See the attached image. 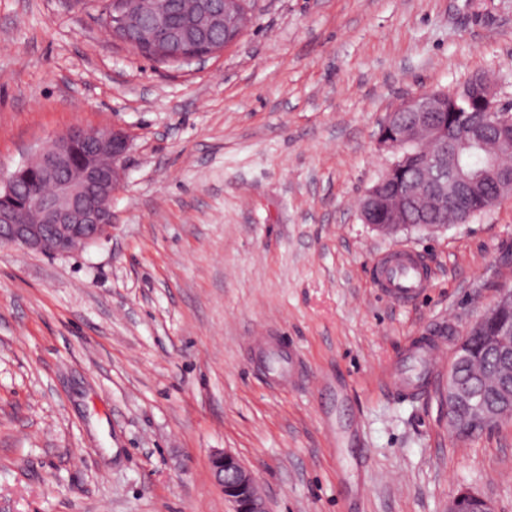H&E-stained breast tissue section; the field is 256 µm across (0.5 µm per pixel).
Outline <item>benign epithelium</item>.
Listing matches in <instances>:
<instances>
[{
    "label": "benign epithelium",
    "mask_w": 512,
    "mask_h": 512,
    "mask_svg": "<svg viewBox=\"0 0 512 512\" xmlns=\"http://www.w3.org/2000/svg\"><path fill=\"white\" fill-rule=\"evenodd\" d=\"M245 0L237 7L220 8L213 0H200L196 16L182 21L167 12L151 11L145 0H112L108 30L128 47L138 51L145 45L158 59L187 62L213 55L234 43L242 32ZM437 98L430 92L407 98L388 113L386 123L402 129L399 137L382 138L379 145L393 153L378 182L383 191L366 192L361 214L366 223L385 236L395 237L407 224H377L380 210H399L408 200L429 195L437 200L455 198L472 202L474 174L448 165L446 148L435 127L423 115L436 111ZM81 145L80 161H73L74 146ZM127 136L120 130H89L74 126L56 137L34 158L22 164L0 189V243L48 255H66L104 238L112 227V196L121 177V161L128 149ZM429 149L430 162L415 170L406 191L390 186L402 167V148ZM37 173L31 182L39 222L29 220L27 205L16 198L18 183ZM489 176L498 183L500 195L512 192V154L492 155ZM494 355L497 369L484 380V387L497 394L499 405L486 406L477 393L463 385L450 370L443 394L448 398V432L487 430L502 419V407H512V287H504L498 301L458 341L457 363L474 360L473 340ZM211 471L224 491L233 512H269L252 473L231 453L219 451L211 458ZM448 512H496L491 501L462 489L452 499Z\"/></svg>",
    "instance_id": "benign-epithelium-1"
}]
</instances>
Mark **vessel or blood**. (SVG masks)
Returning a JSON list of instances; mask_svg holds the SVG:
<instances>
[{"label": "vessel or blood", "instance_id": "vessel-or-blood-1", "mask_svg": "<svg viewBox=\"0 0 512 512\" xmlns=\"http://www.w3.org/2000/svg\"><path fill=\"white\" fill-rule=\"evenodd\" d=\"M377 288L392 300H417L431 279L429 268L416 250L400 248L382 255L373 267ZM448 361V344L440 336L411 340L399 360L386 368L382 378L392 393L421 396L434 387Z\"/></svg>", "mask_w": 512, "mask_h": 512}]
</instances>
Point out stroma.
<instances>
[{
	"label": "stroma",
	"mask_w": 512,
	"mask_h": 512,
	"mask_svg": "<svg viewBox=\"0 0 512 512\" xmlns=\"http://www.w3.org/2000/svg\"><path fill=\"white\" fill-rule=\"evenodd\" d=\"M102 0H0V185L74 125L130 147L109 235L68 255L0 244V512H233L215 451L270 512H512V418L449 434L440 392L381 374L413 336L456 347L512 286V194L387 238L365 192L407 97L495 72L512 102V0H254L240 39L163 64ZM431 271L400 304L370 267ZM287 345L299 373H270ZM377 288L392 300H417L431 279V271L416 250L400 248L382 255L373 266ZM448 512H496L491 501L469 490L461 489L448 506Z\"/></svg>",
	"instance_id": "obj_1"
}]
</instances>
